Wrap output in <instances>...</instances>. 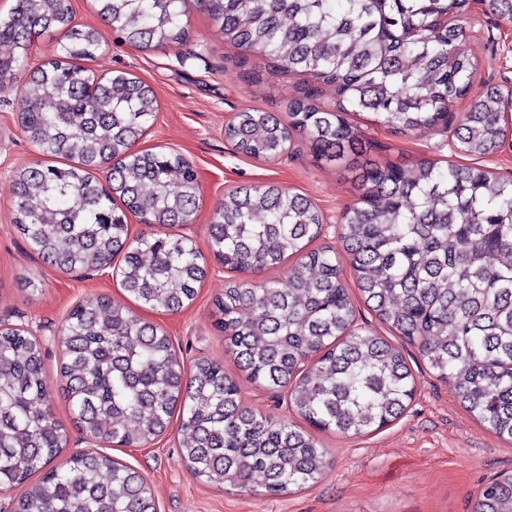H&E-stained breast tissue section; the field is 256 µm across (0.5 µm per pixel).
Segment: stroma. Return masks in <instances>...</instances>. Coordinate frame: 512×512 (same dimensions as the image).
I'll use <instances>...</instances> for the list:
<instances>
[{
	"label": "stroma",
	"instance_id": "obj_1",
	"mask_svg": "<svg viewBox=\"0 0 512 512\" xmlns=\"http://www.w3.org/2000/svg\"><path fill=\"white\" fill-rule=\"evenodd\" d=\"M186 22L190 39L184 46L145 51L112 39L89 64L96 74L126 71L150 85L158 111L140 148L173 149L194 165L199 207L192 224L177 227V234L206 247L212 214L225 193L241 185L275 182L318 206L324 216L319 241L337 245L340 218L358 201L343 169L318 163L309 144L301 140L269 163L239 154L224 138V125L235 113L257 108L281 111L293 90L292 81L269 74L264 89L256 90L240 78L237 49L225 44L197 0H190ZM463 24L468 34L461 46L478 63V82L512 86V27L497 24L490 12L481 10L464 15ZM28 78V71L19 70L0 84V323L23 326L42 341L48 393L67 433L66 454L86 450L87 445L72 423L59 378L57 338L73 306L101 295L160 326L185 364L200 359L221 362L237 382L246 406L290 415L287 391L275 393L253 383L224 351L211 317L213 300L232 277L221 265L210 263L189 306L177 312L152 310L135 303L111 270L60 272L44 264L19 236L14 226V180L19 170L43 160L17 119V98ZM369 135L382 146L380 158L394 163L421 157L444 164L465 161L455 154L450 133L439 128L399 137L373 125ZM29 276L37 290L26 289ZM406 357L417 381L406 413L365 436L317 433V440L329 450V466L313 489L250 494L197 479L180 456L182 433L176 423L147 446L104 444L100 450L145 476L158 512H473L484 481L512 470V443L474 420L460 405L452 383L434 377L415 348H408Z\"/></svg>",
	"mask_w": 512,
	"mask_h": 512
}]
</instances>
